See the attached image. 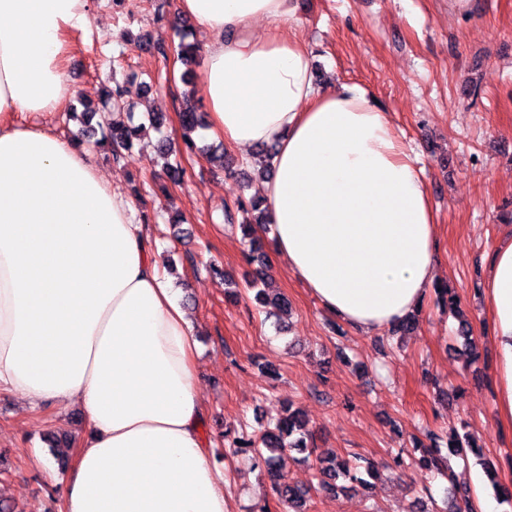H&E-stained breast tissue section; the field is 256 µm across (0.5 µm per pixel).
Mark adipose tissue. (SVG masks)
Instances as JSON below:
<instances>
[{
    "mask_svg": "<svg viewBox=\"0 0 512 512\" xmlns=\"http://www.w3.org/2000/svg\"><path fill=\"white\" fill-rule=\"evenodd\" d=\"M88 0H0V390L30 407L78 403L88 436L63 512H226L224 469L201 432L198 342L135 205L72 137L21 125L64 109L69 35ZM205 39L208 132L275 147L271 260L332 316L372 334L437 278V226L419 160L357 84L325 88L292 0H177ZM264 32H257V23ZM499 422L512 426V227L483 282Z\"/></svg>",
    "mask_w": 512,
    "mask_h": 512,
    "instance_id": "obj_1",
    "label": "adipose tissue"
}]
</instances>
